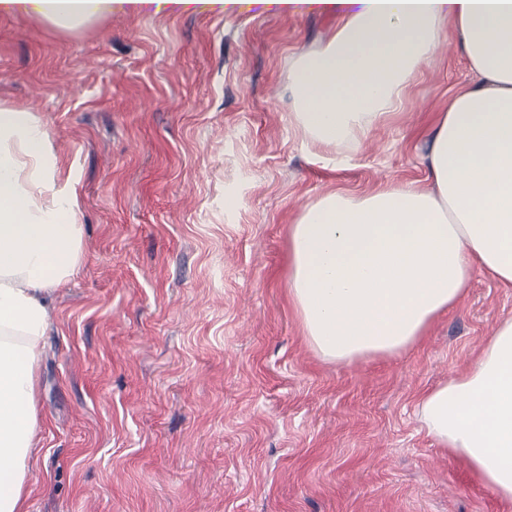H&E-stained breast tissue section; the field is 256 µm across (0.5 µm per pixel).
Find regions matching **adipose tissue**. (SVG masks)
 <instances>
[{
	"mask_svg": "<svg viewBox=\"0 0 512 512\" xmlns=\"http://www.w3.org/2000/svg\"><path fill=\"white\" fill-rule=\"evenodd\" d=\"M16 2L73 30L120 0ZM261 2L339 19L288 81L296 126L333 156L394 115L447 35L476 76L434 126L426 185L331 190L290 225L288 301L310 347L343 364L393 356L459 304L474 271L512 286V0ZM78 185L43 120L0 107V512H28L33 492L51 295L84 260ZM417 415L434 443L512 502V318L466 371L420 397Z\"/></svg>",
	"mask_w": 512,
	"mask_h": 512,
	"instance_id": "adipose-tissue-1",
	"label": "adipose tissue"
}]
</instances>
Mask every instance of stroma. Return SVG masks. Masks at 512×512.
I'll return each mask as SVG.
<instances>
[{
    "label": "stroma",
    "instance_id": "35a3bbf8",
    "mask_svg": "<svg viewBox=\"0 0 512 512\" xmlns=\"http://www.w3.org/2000/svg\"><path fill=\"white\" fill-rule=\"evenodd\" d=\"M337 23L0 13V104L38 113L73 167L85 255L52 301L28 512H512L416 415L512 315V288L474 272L411 349L351 365L312 351L288 302L301 209L425 178L427 135L473 78L442 42L402 111L334 160L287 88Z\"/></svg>",
    "mask_w": 512,
    "mask_h": 512
}]
</instances>
